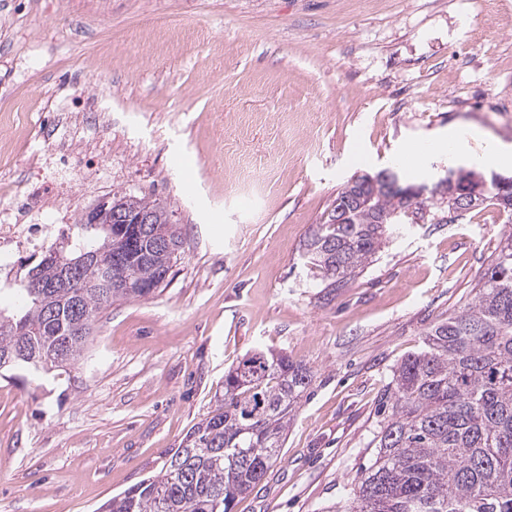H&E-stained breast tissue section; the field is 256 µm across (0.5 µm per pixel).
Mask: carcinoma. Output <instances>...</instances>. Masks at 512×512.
Here are the masks:
<instances>
[{
	"instance_id": "obj_1",
	"label": "carcinoma",
	"mask_w": 512,
	"mask_h": 512,
	"mask_svg": "<svg viewBox=\"0 0 512 512\" xmlns=\"http://www.w3.org/2000/svg\"><path fill=\"white\" fill-rule=\"evenodd\" d=\"M368 204L342 212V224H317L305 256L326 287L343 285L381 251L395 213L434 211L435 192L414 201L394 189L367 186ZM512 214V191L492 187L480 205ZM112 209L148 212L149 224L113 228L76 221L19 278L21 315L0 311V375L16 367L50 372L74 366L90 344L96 317L121 299L145 298L166 280L181 247L167 208L131 194L113 195ZM168 237L154 245V232ZM80 264L74 288L58 257ZM132 288L103 287L102 273ZM45 288L24 287L31 272ZM309 370L282 354L254 352L224 374V395L155 474L100 506V512H232L236 497L262 482L277 460L297 404L312 384ZM383 419L365 468L341 512H512V231L483 273L470 301L437 322L422 349L392 370Z\"/></svg>"
}]
</instances>
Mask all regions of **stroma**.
Here are the masks:
<instances>
[{
  "label": "stroma",
  "instance_id": "35a3bbf8",
  "mask_svg": "<svg viewBox=\"0 0 512 512\" xmlns=\"http://www.w3.org/2000/svg\"><path fill=\"white\" fill-rule=\"evenodd\" d=\"M0 190L12 224L74 225L123 193L166 205V285L113 303L85 361L0 377V512H95L158 472L249 351L313 374L266 479L233 512H335L374 459L397 362L473 296L512 217L398 224L341 288L302 248L356 173L433 186L406 147L467 124L512 143V0H0ZM86 126L92 191L61 180L56 123ZM42 156L34 168L31 156Z\"/></svg>",
  "mask_w": 512,
  "mask_h": 512
}]
</instances>
